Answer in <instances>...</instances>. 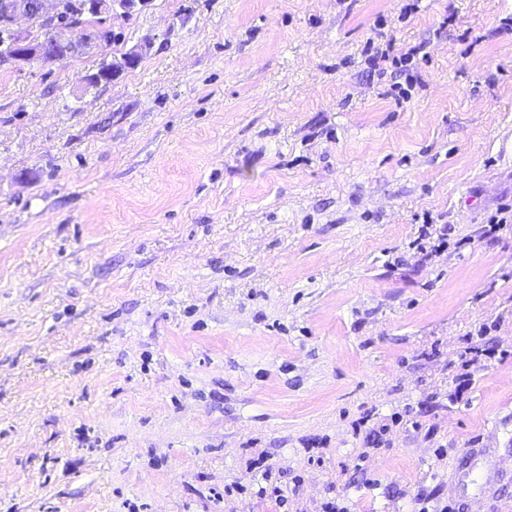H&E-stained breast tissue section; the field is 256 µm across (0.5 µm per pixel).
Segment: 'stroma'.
Here are the masks:
<instances>
[{"label":"stroma","instance_id":"1","mask_svg":"<svg viewBox=\"0 0 512 512\" xmlns=\"http://www.w3.org/2000/svg\"><path fill=\"white\" fill-rule=\"evenodd\" d=\"M112 26L0 68V512H512V0ZM140 59L141 53L138 50H130L129 52L123 53L119 59H115V61L112 62L111 69L98 70L96 73L85 77L84 82L86 85L95 86L111 81L127 68H133L136 64H139ZM264 459L261 462H255L252 464V468H261L259 471V475L256 479L257 490L254 494L258 497H269L274 499L275 502L279 503L281 506L285 505L288 502V486H281L278 484L276 479H273L272 467L269 465H264Z\"/></svg>","mask_w":512,"mask_h":512}]
</instances>
